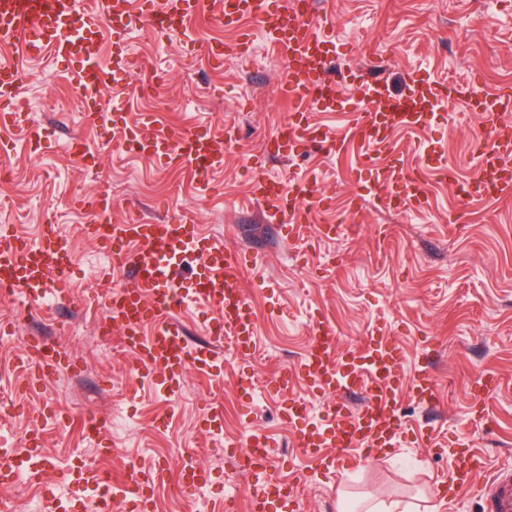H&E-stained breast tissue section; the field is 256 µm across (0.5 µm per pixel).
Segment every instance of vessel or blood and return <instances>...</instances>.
Here are the masks:
<instances>
[{"mask_svg":"<svg viewBox=\"0 0 512 512\" xmlns=\"http://www.w3.org/2000/svg\"><path fill=\"white\" fill-rule=\"evenodd\" d=\"M205 0H94L82 8L79 0H0V152L11 146L4 131L24 133L34 146H41L42 134L31 122L23 102L27 78L24 60L50 52L66 60L80 53L78 67L68 80L84 92L83 111L88 128L118 122L115 113L96 110L98 93L116 83L118 74L127 72L132 60L119 44H106V33L120 34L133 25L158 32L172 29L187 33L184 49L195 61L219 67L225 57L244 58L252 50L251 27H260L267 43L284 63L280 86L287 96L289 119L267 136L250 159L248 192L260 202L268 216L281 218L289 239H296L303 225L315 224L324 237L343 236V224H316L317 211L330 198L312 195V183L296 180L282 185L267 178L264 162L271 156H288L298 149L320 145L340 152L349 143L361 150L359 170L373 173L376 183L386 190V200H399L418 209L427 201L426 184L419 167H404L392 161L391 138L400 129L429 125L435 111L452 99L455 89L436 79H409L403 94L390 92L386 85L351 77L354 91L341 96L328 82L324 70L336 45L322 31L313 6L299 8L297 0H217L213 10H205ZM199 22L236 31L235 41L221 43L201 38L191 28ZM348 108L352 125L333 133L314 122L315 112ZM484 131L492 133L490 152L480 165L477 177L464 181L449 177L453 191L490 203L512 201V128L502 125L504 113L512 112V88L498 87L476 95L472 105ZM126 139L140 155L166 165L189 170L199 181L224 162V148L236 142L235 128L221 132L171 126L156 128L144 118L128 129ZM87 206L93 221L83 233L112 258L113 273L128 272L127 281L101 290L95 297L109 314L110 326L119 328L126 347L133 354L135 370L158 374L165 379L180 378L187 370L205 371L217 366V342L231 344L240 357L250 356L257 338V315L252 300L241 286L245 257L223 242L204 236L188 219L149 223L136 217L116 221L107 193L90 197ZM192 253L196 270L190 280H181L178 258ZM72 268L70 246L55 224L42 225L39 243L32 244L9 224L0 225V284L15 288L29 305H38L47 285L67 287ZM205 305L203 343L190 345L184 327L174 312L184 299ZM320 331L299 364L310 379V387L328 396L327 410L320 421L307 420L304 407L296 399L282 404L283 419L293 426L299 447L315 458L327 448H383L404 433L398 410L403 397L438 405L440 388L426 368L413 376L401 371L403 348L384 334L370 337L361 348L337 351L335 332L327 319H319ZM28 386L45 385L59 372L73 370L70 353L46 340L32 338L26 351ZM362 393L360 405L350 404L349 393ZM44 408L39 422L33 423L29 453L16 454L0 449V487H10L19 476L41 481L47 468L36 445L42 439V419L53 416ZM480 459L465 449L457 455V467L448 485L449 497H456L472 485L480 470ZM71 481L94 492L98 512H113L115 500H123L129 512H143L152 480L150 470L127 472L120 479L99 471L80 470ZM208 481L206 471L197 465L182 464L180 483L191 493ZM251 512H298L287 485L256 481L248 489ZM483 512H512V474L503 472L486 480L479 489Z\"/></svg>","mask_w":512,"mask_h":512,"instance_id":"obj_1","label":"vessel or blood"}]
</instances>
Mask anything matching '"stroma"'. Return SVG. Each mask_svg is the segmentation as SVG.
Instances as JSON below:
<instances>
[{
  "label": "stroma",
  "mask_w": 512,
  "mask_h": 512,
  "mask_svg": "<svg viewBox=\"0 0 512 512\" xmlns=\"http://www.w3.org/2000/svg\"><path fill=\"white\" fill-rule=\"evenodd\" d=\"M314 2L337 44L331 70L377 76L396 93L404 92L411 76H432L476 92L512 85V0ZM185 39L181 31L129 29L121 37L123 48L163 74L165 82L150 99L108 89L99 102L105 111L120 110L124 127L137 125L147 113L164 127L219 132L233 125L238 145L227 150L223 166L204 185L187 171L125 149L124 127L88 130L79 107L82 92L69 83L67 62L46 53L27 63L24 97L52 148L37 151L23 138L15 139L7 161L11 176L0 182V225H13L34 241L42 224H57L70 244L73 278L67 305H50L41 317L23 318L20 300L0 299V321L13 325L11 335L0 339V393L10 395L19 408L0 418V445L27 450L30 417L44 406L64 416V427L45 424L40 450L50 461L47 477L54 480L66 512H95L92 492L60 478L80 463L116 475L133 464L157 469L150 512H192V495H168L176 462L186 454L196 455L208 472L210 512H224L232 492L241 497L238 512H248V481L234 478L226 460L236 454L228 440L249 426L269 437V471L296 489L302 512H336L342 498L354 502L358 512L372 500L399 503L402 512H482L476 493L451 502L442 498L439 486L449 480L463 446L483 462L475 484L512 471V207L459 203L432 168L423 172L428 196L423 208H389L371 175L354 176L356 162L348 154L302 149L288 158H269L265 174L333 188L335 200L322 215L324 223H335L337 212L355 203L361 225L357 234L341 238L317 237L308 226L299 238L288 240L282 222L268 218L248 196V174L238 159L239 150L257 148L260 136L287 118L280 59L258 29L250 57H226L218 69L191 62ZM480 129L478 116L461 99L430 127L394 133L392 147L409 164L419 150L444 151L448 167L466 179L474 172L470 143ZM77 136L88 137L99 152L98 166L84 167L64 155ZM102 188L111 195L115 218L135 213L159 223L188 215L204 235L247 255L242 286L258 317L250 365L259 383L298 366L311 343L313 323L323 316L344 348L373 330L401 340L405 372L432 366L441 389L439 405L428 409L405 399L404 440L374 449L357 469L343 470L325 467L298 447L293 428L279 418L281 393L265 390L260 401L247 404L235 385L237 358L229 347L219 350L222 371L191 370L173 394L157 390L137 376L120 338L100 341L98 324L106 309L87 313L74 305L100 288L108 264L101 248L79 231L91 221L82 198ZM459 208L462 227L453 235L446 229L448 213ZM379 229L386 234L381 246L375 240ZM28 336L46 337L68 350L80 371L27 388L19 357ZM484 369L501 378L487 404V424L471 409V384ZM213 400L224 409L220 440L200 425ZM107 409L133 415L135 424L105 429L103 441L112 453L104 459L77 421L84 412ZM427 424L436 431V445L421 448L417 440Z\"/></svg>",
  "instance_id": "stroma-1"
}]
</instances>
